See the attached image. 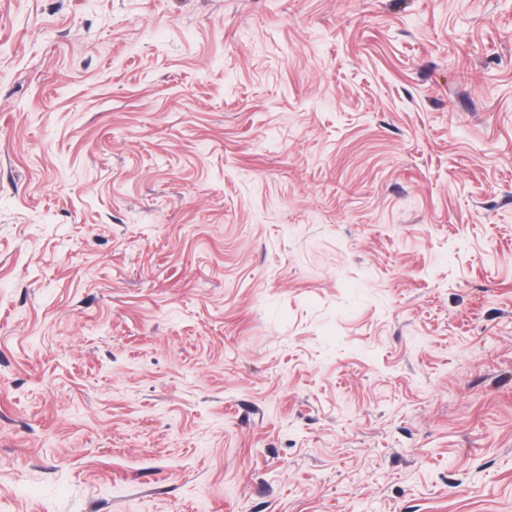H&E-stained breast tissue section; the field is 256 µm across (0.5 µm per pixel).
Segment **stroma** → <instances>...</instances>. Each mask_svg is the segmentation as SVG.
<instances>
[{
	"mask_svg": "<svg viewBox=\"0 0 512 512\" xmlns=\"http://www.w3.org/2000/svg\"><path fill=\"white\" fill-rule=\"evenodd\" d=\"M0 512H512V0H0Z\"/></svg>",
	"mask_w": 512,
	"mask_h": 512,
	"instance_id": "obj_1",
	"label": "stroma"
}]
</instances>
